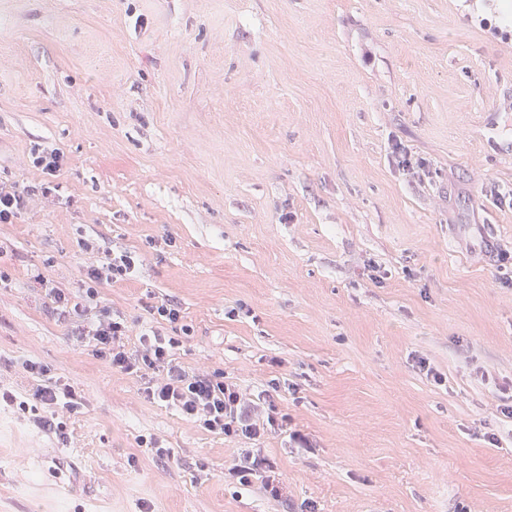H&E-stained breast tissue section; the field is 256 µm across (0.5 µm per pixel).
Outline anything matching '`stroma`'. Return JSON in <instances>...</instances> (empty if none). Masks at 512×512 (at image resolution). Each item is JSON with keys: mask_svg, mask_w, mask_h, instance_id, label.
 <instances>
[{"mask_svg": "<svg viewBox=\"0 0 512 512\" xmlns=\"http://www.w3.org/2000/svg\"><path fill=\"white\" fill-rule=\"evenodd\" d=\"M511 35L463 0H0V390L33 360L82 402L64 440L0 403V512H512ZM106 251L130 336L178 305L181 365L277 431H204L75 338L32 272L78 294ZM257 454L285 498L228 476ZM27 197L13 189L0 184V223L10 224L12 220L26 207ZM97 266H90L84 272L90 283L100 284L103 281H114L117 278L130 276L136 267L137 257L131 252H125L119 256L112 253H104V257Z\"/></svg>", "mask_w": 512, "mask_h": 512, "instance_id": "stroma-1", "label": "stroma"}]
</instances>
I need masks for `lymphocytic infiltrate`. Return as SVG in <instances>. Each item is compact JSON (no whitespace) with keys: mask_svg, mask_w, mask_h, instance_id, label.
I'll use <instances>...</instances> for the list:
<instances>
[{"mask_svg":"<svg viewBox=\"0 0 512 512\" xmlns=\"http://www.w3.org/2000/svg\"><path fill=\"white\" fill-rule=\"evenodd\" d=\"M136 263V255L129 252L118 256L105 254L99 265L87 267L85 276L90 285L84 289L80 301H73L70 293L48 280L43 283L45 296L55 314L71 318L79 337L92 342L94 356L108 362L116 371L147 375L144 389L147 401L178 408L208 432L254 439L274 430L276 418L262 416L257 405L249 401L236 384L225 381L223 374L190 372L175 362V342L163 336L159 327L180 321L181 311L177 306L170 303L155 306V328L141 333L138 346H126L128 329L123 319L111 317L99 308L97 286L130 276ZM25 369L40 380L32 392L30 410L34 422L58 437H65L63 423L54 422L48 412L60 405L71 411L78 410L80 403L76 395L53 380L46 366L29 361Z\"/></svg>","mask_w":512,"mask_h":512,"instance_id":"lymphocytic-infiltrate-1","label":"lymphocytic infiltrate"}]
</instances>
